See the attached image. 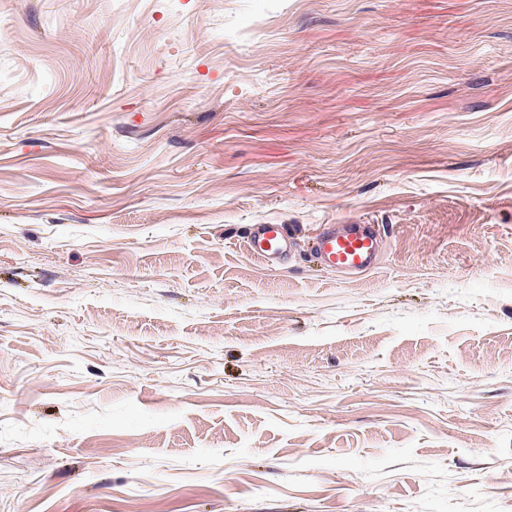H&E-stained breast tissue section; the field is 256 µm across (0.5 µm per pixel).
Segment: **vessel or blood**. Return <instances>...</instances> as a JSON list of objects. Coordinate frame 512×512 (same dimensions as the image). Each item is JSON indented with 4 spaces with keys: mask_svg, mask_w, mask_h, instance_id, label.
Returning a JSON list of instances; mask_svg holds the SVG:
<instances>
[{
    "mask_svg": "<svg viewBox=\"0 0 512 512\" xmlns=\"http://www.w3.org/2000/svg\"><path fill=\"white\" fill-rule=\"evenodd\" d=\"M292 237L283 224H258L247 240L249 251L264 264L287 258ZM382 241L371 224H326L316 237V250L336 271L368 272L377 264Z\"/></svg>",
    "mask_w": 512,
    "mask_h": 512,
    "instance_id": "vessel-or-blood-1",
    "label": "vessel or blood"
}]
</instances>
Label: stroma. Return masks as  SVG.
I'll return each instance as SVG.
<instances>
[{"label":"stroma","instance_id":"obj_1","mask_svg":"<svg viewBox=\"0 0 512 512\" xmlns=\"http://www.w3.org/2000/svg\"><path fill=\"white\" fill-rule=\"evenodd\" d=\"M0 512H512V0H0ZM291 242L286 224H255L247 247L257 259L270 265L288 257ZM382 241L373 224H323L316 250L336 271L368 272L377 264Z\"/></svg>","mask_w":512,"mask_h":512}]
</instances>
